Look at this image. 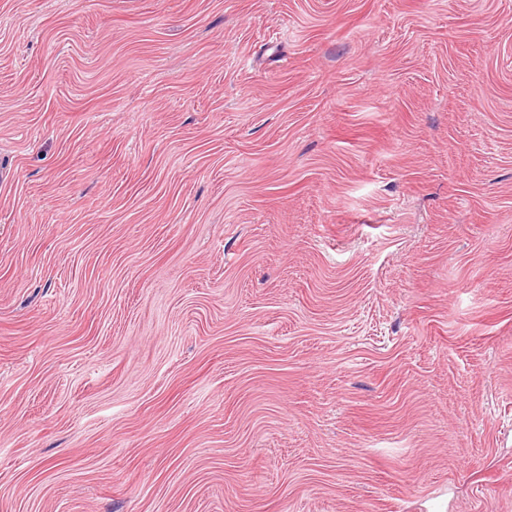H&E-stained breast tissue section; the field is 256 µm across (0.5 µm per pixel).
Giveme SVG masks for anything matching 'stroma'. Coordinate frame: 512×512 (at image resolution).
<instances>
[{"mask_svg":"<svg viewBox=\"0 0 512 512\" xmlns=\"http://www.w3.org/2000/svg\"><path fill=\"white\" fill-rule=\"evenodd\" d=\"M0 512H512V0H0Z\"/></svg>","mask_w":512,"mask_h":512,"instance_id":"35a3bbf8","label":"stroma"}]
</instances>
